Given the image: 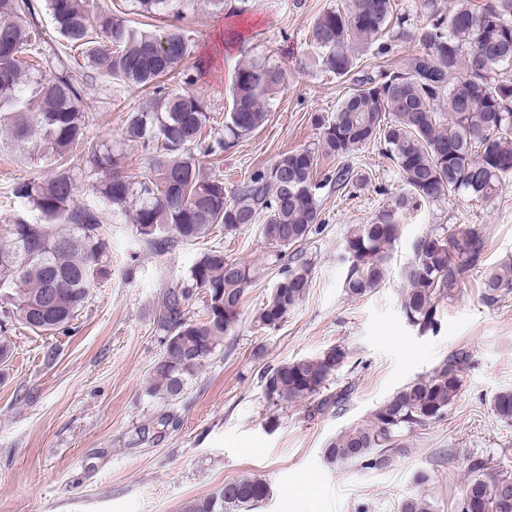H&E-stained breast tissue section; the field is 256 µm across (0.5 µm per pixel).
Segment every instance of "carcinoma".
I'll list each match as a JSON object with an SVG mask.
<instances>
[{"instance_id":"cac0c4a2","label":"carcinoma","mask_w":512,"mask_h":512,"mask_svg":"<svg viewBox=\"0 0 512 512\" xmlns=\"http://www.w3.org/2000/svg\"><path fill=\"white\" fill-rule=\"evenodd\" d=\"M142 14L170 13L172 0H137ZM430 21L421 27L398 24L402 38L422 51L405 68L357 74L350 48L388 52L385 35L393 20L392 0H352L349 8H330L313 23L323 69L352 77V87L333 116L313 117L320 148L336 167L314 180L317 159L308 149L282 154L268 169L254 172L232 197L211 172V158L236 146L267 120L283 81L279 67L250 62L237 69L224 129L209 140L203 101L166 86L175 68L190 56L182 29H136L99 0H45L55 33L54 48L35 22L32 0H0V136L28 146V158L53 167L43 181L16 183L12 196L34 215L11 225L0 246V304L3 322L14 320L35 333L66 334L92 288L106 277L107 216L134 207L132 233L162 253L172 243L206 237L213 225L233 232L250 224L273 249L274 262L287 260L266 301L254 317L260 329L276 328L311 286V264L300 246L320 228V190L345 191L359 174L348 156L370 146L397 167L404 184L369 224L353 225L344 241L343 286L353 296L380 287L391 274V252L404 214L456 194L492 202L501 180L512 174V76L498 67L512 65V0H456L441 11L426 0ZM38 58L24 74L19 55ZM79 56H74V53ZM82 61H77V58ZM129 86L152 90L150 106L128 113L125 141L151 155L147 172L124 175L123 153L86 139L88 113L82 89L70 77L74 67ZM84 151L76 173L68 155ZM88 179L97 199H77L78 177ZM486 242L477 230L459 225L433 228L417 239L413 257L401 269L405 282L401 309L422 332L439 323L440 302L454 296L470 270L484 262ZM253 282L246 264L219 248L201 252L182 285L162 296L159 327L165 332L162 355L151 367L149 395L174 404L189 390L214 356L224 336L240 320L242 298ZM512 293V263L485 270L480 297L497 306ZM202 297L203 315L185 316L184 307ZM346 358L332 346L321 353L264 369L260 376L268 402L301 400L322 413L338 408L347 391L323 393L329 377ZM468 362L464 352L444 358L425 378L406 383L377 407L369 421L354 424L323 449L331 465L382 468L404 451V437L442 417L462 386ZM493 410L512 421V390L498 392ZM270 493L261 478L224 483L216 493L187 502L183 512H252ZM459 512H512V472L468 477ZM398 512H434L423 497L401 500Z\"/></svg>"}]
</instances>
